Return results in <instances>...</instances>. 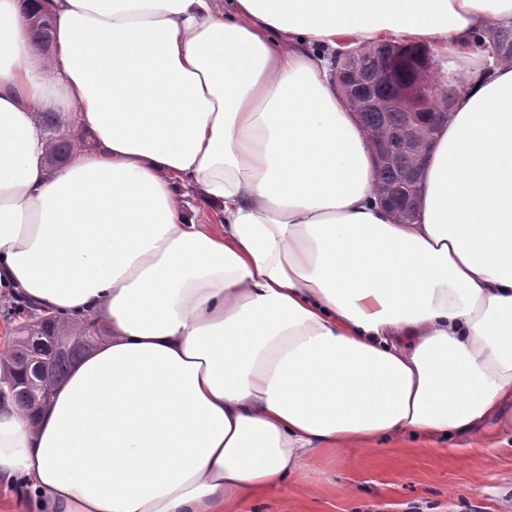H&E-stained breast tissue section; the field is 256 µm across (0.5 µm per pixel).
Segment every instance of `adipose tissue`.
<instances>
[{"instance_id": "obj_1", "label": "adipose tissue", "mask_w": 512, "mask_h": 512, "mask_svg": "<svg viewBox=\"0 0 512 512\" xmlns=\"http://www.w3.org/2000/svg\"><path fill=\"white\" fill-rule=\"evenodd\" d=\"M58 50L0 0V290L112 334L0 477L44 512H224L318 452L512 433V0H51ZM450 58L417 220L378 201L332 51ZM97 152L45 165L38 110ZM191 187L220 217L197 223ZM475 43L485 50H491V54L493 56L496 54L499 56L509 53L512 55V30L504 28L497 30L493 34H489L486 37H477Z\"/></svg>"}]
</instances>
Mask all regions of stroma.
<instances>
[{"label": "stroma", "instance_id": "obj_1", "mask_svg": "<svg viewBox=\"0 0 512 512\" xmlns=\"http://www.w3.org/2000/svg\"><path fill=\"white\" fill-rule=\"evenodd\" d=\"M502 438L491 425L444 450L319 453L285 496H256L232 512H512V442Z\"/></svg>", "mask_w": 512, "mask_h": 512}]
</instances>
